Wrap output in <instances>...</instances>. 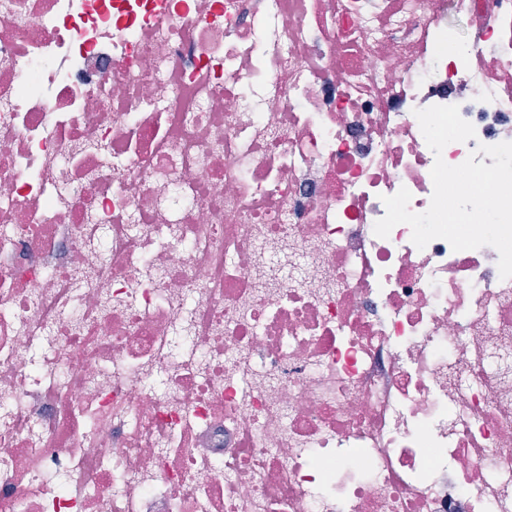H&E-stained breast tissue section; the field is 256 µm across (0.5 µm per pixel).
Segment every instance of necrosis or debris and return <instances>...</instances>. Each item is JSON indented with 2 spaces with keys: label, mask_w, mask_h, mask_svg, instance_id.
Segmentation results:
<instances>
[{
  "label": "necrosis or debris",
  "mask_w": 512,
  "mask_h": 512,
  "mask_svg": "<svg viewBox=\"0 0 512 512\" xmlns=\"http://www.w3.org/2000/svg\"><path fill=\"white\" fill-rule=\"evenodd\" d=\"M433 105L512 141V0H0V512H512Z\"/></svg>",
  "instance_id": "1"
}]
</instances>
